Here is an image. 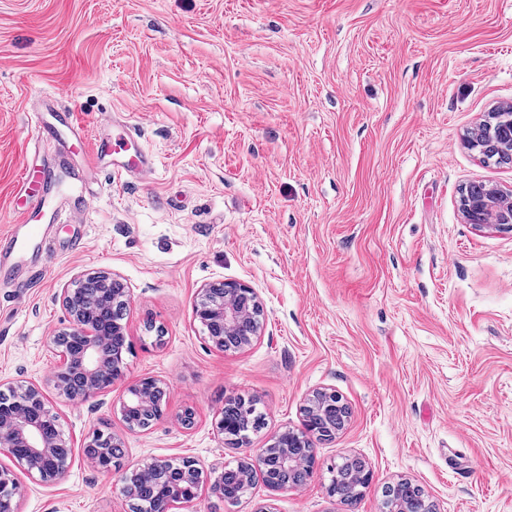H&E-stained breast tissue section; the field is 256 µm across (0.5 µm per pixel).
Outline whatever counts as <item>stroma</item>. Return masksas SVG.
Returning a JSON list of instances; mask_svg holds the SVG:
<instances>
[{
  "label": "stroma",
  "mask_w": 512,
  "mask_h": 512,
  "mask_svg": "<svg viewBox=\"0 0 512 512\" xmlns=\"http://www.w3.org/2000/svg\"><path fill=\"white\" fill-rule=\"evenodd\" d=\"M48 102L92 138L136 126L156 167L88 179L68 155L92 206L50 221L35 273L0 281V383L42 387L73 445L50 484L0 453L19 512H130L135 468L236 466L303 431L317 390L350 418L301 489L259 481L239 506L206 492L177 512H386L404 480L437 512H512V228L460 210L469 182L512 190V164L463 141L512 106V0H0V232L23 161L52 163L32 122ZM91 268L129 290V349L112 390L76 402L47 382L48 339ZM222 280L264 308L241 350L194 318ZM144 377L165 382L164 416L132 431L119 403ZM231 397L265 418L245 448L216 429ZM96 430L123 448L112 471L82 453ZM347 458L370 472L351 506L327 492Z\"/></svg>",
  "instance_id": "1"
}]
</instances>
